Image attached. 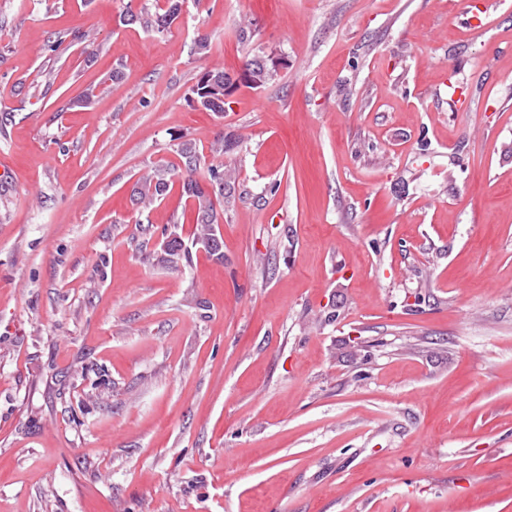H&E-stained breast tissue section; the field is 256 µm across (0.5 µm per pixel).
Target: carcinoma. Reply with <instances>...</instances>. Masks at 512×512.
I'll return each mask as SVG.
<instances>
[{"label":"carcinoma","mask_w":512,"mask_h":512,"mask_svg":"<svg viewBox=\"0 0 512 512\" xmlns=\"http://www.w3.org/2000/svg\"><path fill=\"white\" fill-rule=\"evenodd\" d=\"M180 11L181 0H156L154 10L143 8L135 12L129 8L120 15V21L125 25L137 24L146 30L163 31L177 21ZM274 76V66L268 63V59L255 56L245 62L239 78L234 81L222 70L201 73L192 88V94L203 109L221 114L224 112V89L235 91L241 85L262 87ZM177 151L183 165L181 191L195 213L192 236L199 240L213 241L214 246L207 253L215 259L222 258L224 242L218 228L224 216V207L231 204L230 197L226 196L231 176L226 174L222 164L206 165L203 154L190 142L178 144ZM173 185L170 169L157 165L135 182L131 195L140 209L147 210L163 199ZM182 232L183 226L176 222L167 236L165 261L172 268L179 267L180 262L186 258Z\"/></svg>","instance_id":"carcinoma-1"}]
</instances>
